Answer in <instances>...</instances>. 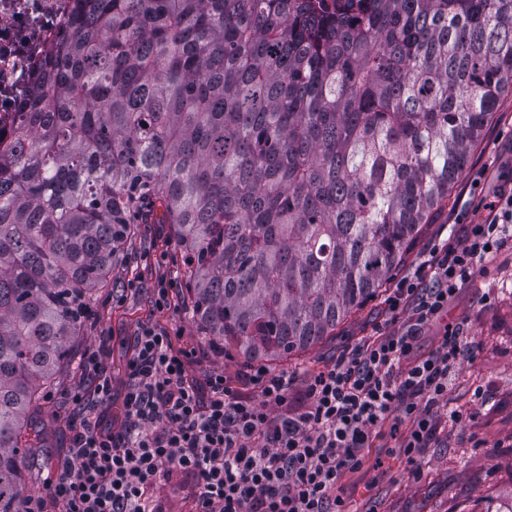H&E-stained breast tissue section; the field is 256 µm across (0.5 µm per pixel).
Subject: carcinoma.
<instances>
[{"mask_svg":"<svg viewBox=\"0 0 512 512\" xmlns=\"http://www.w3.org/2000/svg\"><path fill=\"white\" fill-rule=\"evenodd\" d=\"M0 149V512L50 379L139 224L185 309L278 366L377 297L512 95V0H77Z\"/></svg>","mask_w":512,"mask_h":512,"instance_id":"cac0c4a2","label":"carcinoma"}]
</instances>
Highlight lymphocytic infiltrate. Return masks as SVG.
<instances>
[{"label": "lymphocytic infiltrate", "instance_id": "lymphocytic-infiltrate-1", "mask_svg": "<svg viewBox=\"0 0 512 512\" xmlns=\"http://www.w3.org/2000/svg\"><path fill=\"white\" fill-rule=\"evenodd\" d=\"M493 222L470 224L464 239L435 245L425 268L388 297L389 331L346 348L302 383L260 367L247 373L258 398L224 375L197 379L170 334L144 323L126 362L123 412L112 422L92 402L112 399L106 345L83 361L92 395L64 463L23 512H169V489L188 490L189 512H349L336 493L376 439H399L411 474L438 441L440 422L464 423L450 406L456 366L473 352L458 325H447L425 354L422 332L469 283L479 262L512 238V194L491 204Z\"/></svg>", "mask_w": 512, "mask_h": 512}]
</instances>
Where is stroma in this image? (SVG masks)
I'll return each mask as SVG.
<instances>
[{"mask_svg":"<svg viewBox=\"0 0 512 512\" xmlns=\"http://www.w3.org/2000/svg\"><path fill=\"white\" fill-rule=\"evenodd\" d=\"M512 190V99L504 101L472 153L467 169L454 187L448 206L424 228L422 239L401 268L400 277L412 276L427 259L432 245L460 239L466 225L489 217L487 204L497 194ZM132 249L112 269V285L93 294L82 336L72 353L83 360L108 336L104 362L112 373V400L101 405L113 415L121 405L123 368L141 322L151 321L167 330L175 345L190 352L189 374L201 377L213 371L231 377L241 394L256 397V390L233 376V362L216 353L194 320L179 304L185 284L183 254L164 224H142ZM173 281L168 305L157 308L154 290L159 281ZM388 319L384 299L367 304L343 325L331 345L309 349L292 372L314 373L345 347L383 330ZM461 324L476 345L464 356L448 392L451 406L467 417L464 425L442 424L436 447L427 449L420 476L407 473L408 465L396 441L365 449L361 464L343 479L339 490L352 512H497L512 501V241L482 262L471 282L461 288L444 315L422 335L421 352L437 345L445 327ZM83 371L60 372L50 390L41 420L52 431L53 446L43 468L57 469L65 459L71 425L78 409L76 392H89Z\"/></svg>","mask_w":512,"mask_h":512,"instance_id":"35a3bbf8","label":"stroma"}]
</instances>
